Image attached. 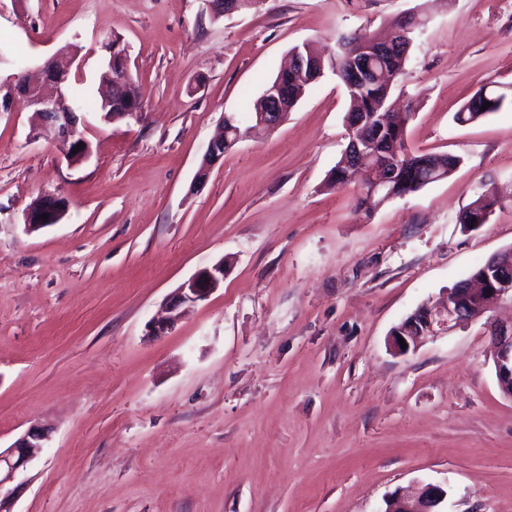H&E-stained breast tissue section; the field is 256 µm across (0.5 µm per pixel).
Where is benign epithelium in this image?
<instances>
[{
    "label": "benign epithelium",
    "instance_id": "7a95c632",
    "mask_svg": "<svg viewBox=\"0 0 512 512\" xmlns=\"http://www.w3.org/2000/svg\"><path fill=\"white\" fill-rule=\"evenodd\" d=\"M207 9L214 17L232 15L240 8L241 0H205ZM109 53L108 73L105 79L108 86H121L128 93L130 106L122 116H135L142 110L139 96L133 89L129 72V54L121 42L104 44ZM306 47L294 50L293 61L285 67L274 82L268 84L262 93L264 109L256 113V125L272 129L278 126L287 112L288 72L300 68L314 74L321 68L320 59L305 55ZM384 53L382 42L373 38L364 39L356 45L351 55V79L347 82L349 91L372 81L379 74L372 70L368 62ZM45 80L54 85L55 93L47 95L42 86L26 77L12 74L0 78V112L11 111L13 100L20 95L25 98L34 116V126H51L57 131L60 144L65 149L68 162H82L90 154L87 140L78 135L84 118L70 99L68 87L70 71L47 63L44 67ZM83 144L78 154L72 147ZM225 136L211 141L206 150L200 176H205L208 167L224 157ZM348 155L357 165L368 164V170L377 171L372 163V155L364 146V141L352 139ZM369 194L372 197H393L389 191L387 178L383 172L372 177ZM67 202L54 195H44L24 213V223L30 232L58 223L65 216ZM47 219H42V215ZM224 260L204 267L177 288L167 303V316L148 325L147 335L157 337L171 329L182 313L206 300L224 282ZM512 301V269L500 263V256L487 261L485 276L475 278L465 288H451L446 296L435 305H423L410 319L401 324L391 334V346L399 354L404 352L398 338L411 347L423 339L436 336L449 324H458L480 317L497 307L504 300ZM491 336L495 346L494 367L497 381L503 394L512 399V323H490ZM47 432L32 426L12 445L0 449V512H14L17 487L13 486L17 477L25 472L35 458L36 449L44 446ZM447 492L434 484L424 485L414 496L397 494L386 501L383 512H439Z\"/></svg>",
    "mask_w": 512,
    "mask_h": 512
}]
</instances>
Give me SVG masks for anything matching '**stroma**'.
I'll list each match as a JSON object with an SVG mask.
<instances>
[{"mask_svg": "<svg viewBox=\"0 0 512 512\" xmlns=\"http://www.w3.org/2000/svg\"><path fill=\"white\" fill-rule=\"evenodd\" d=\"M423 16L401 79L408 146L460 156L420 191L359 211L326 182L349 100L325 73L270 131L254 101L303 44ZM130 50L141 112L85 114L89 157L0 112V448L50 437L15 512H381L416 483L443 512H512V400L485 319L404 354L391 333L512 247V102L459 126L481 85L512 84V0H0V48L36 75L73 47L98 84ZM243 135L196 176L225 116ZM501 198L468 230L459 213ZM68 210L29 232L36 198ZM226 260L224 284L146 339L169 296ZM501 203V199L499 196H497L494 193H486L479 195L474 201H472L469 205L465 207V212L461 214L460 223L463 224L468 221L469 216L472 219L473 224H465L467 228H479L483 224H486L489 220L490 214H486L484 218L480 221L479 218L483 214L484 211L490 209L491 212L494 210V208ZM476 221H478L477 224H474Z\"/></svg>", "mask_w": 512, "mask_h": 512, "instance_id": "stroma-1", "label": "stroma"}]
</instances>
